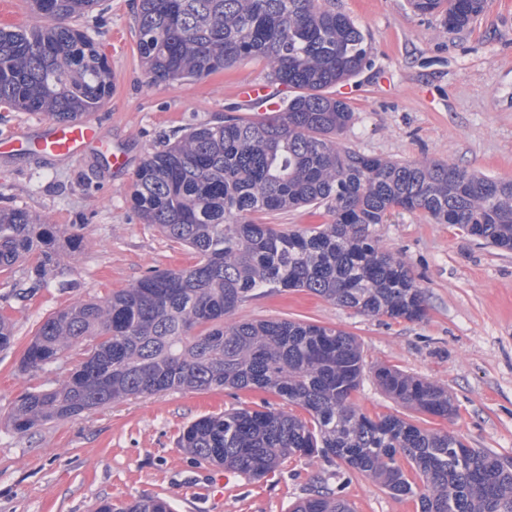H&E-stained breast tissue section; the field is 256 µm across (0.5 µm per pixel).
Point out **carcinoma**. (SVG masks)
Instances as JSON below:
<instances>
[{
  "label": "carcinoma",
  "mask_w": 512,
  "mask_h": 512,
  "mask_svg": "<svg viewBox=\"0 0 512 512\" xmlns=\"http://www.w3.org/2000/svg\"><path fill=\"white\" fill-rule=\"evenodd\" d=\"M46 20L0 26V107L58 123L87 119L112 95L95 41L70 24L98 0H29ZM450 32L487 0H410ZM138 49L156 82L194 81L250 57L291 89L279 115L191 126L148 154L131 200L145 224L194 254L187 267L156 270L98 301H79L42 322L21 360L42 370L65 354L78 363L55 386L16 401L11 423L26 433L131 397L170 391L259 390L299 407L236 409L188 425L179 445L199 460L253 479L290 457L338 460L421 512H512V468L446 430L356 404L364 360L348 332L288 320L234 318L264 288H305L371 316L422 320L427 307L408 266L374 236L399 208L456 224L512 250V179H491L436 161L401 162L343 149L333 136L353 120L327 89L369 61L365 34L322 0H138ZM331 203L332 223L284 230L260 217ZM80 236L21 208H0V272L26 266L37 281ZM0 312V349L13 341ZM394 400L423 414H454L448 391L398 369L374 371ZM419 478L410 481L401 460ZM92 512H173L165 499L109 501ZM291 512H352L339 496L307 498Z\"/></svg>",
  "instance_id": "1"
}]
</instances>
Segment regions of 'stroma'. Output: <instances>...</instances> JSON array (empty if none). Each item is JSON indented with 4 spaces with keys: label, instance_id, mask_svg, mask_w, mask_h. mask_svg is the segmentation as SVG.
<instances>
[{
    "label": "stroma",
    "instance_id": "35a3bbf8",
    "mask_svg": "<svg viewBox=\"0 0 512 512\" xmlns=\"http://www.w3.org/2000/svg\"><path fill=\"white\" fill-rule=\"evenodd\" d=\"M371 41V61L332 87L354 117L337 142L352 151L401 161L456 164L512 179V0H488L468 27L448 33L440 18L409 0H329ZM135 0H100L75 26L112 66V95L93 115L107 142L77 159L35 150L0 152V207L13 206L75 231L82 246L61 258L47 284L23 268L0 273V311L15 324L0 350V512H90L100 501L163 498L174 512H291L321 490L353 512H420L414 497L389 494L321 457H291L262 479L207 464L177 444L183 428L233 408L282 409L260 391L168 392L132 398L27 433L11 425L15 400L52 386L75 364L66 354L39 371H20L23 352L50 314L104 298L155 270L185 267L192 253L143 223L130 195L135 173L163 139L227 116L263 111L236 96L245 81L268 83L266 63L243 59L195 81L153 83L140 59ZM128 156L112 168L113 148ZM380 244L401 258L424 289L420 321L369 316L306 290H268L245 299L236 315L337 327L359 343L367 365H385L445 388L456 408L447 419L422 415L365 378L363 412L395 415L459 435L512 464V251L439 224L425 213L392 210L377 225Z\"/></svg>",
    "mask_w": 512,
    "mask_h": 512
}]
</instances>
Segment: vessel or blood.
I'll return each instance as SVG.
<instances>
[{
  "mask_svg": "<svg viewBox=\"0 0 512 512\" xmlns=\"http://www.w3.org/2000/svg\"><path fill=\"white\" fill-rule=\"evenodd\" d=\"M103 140V133L97 125L86 120L49 126L35 140L28 134H18L8 139L7 144L16 148L31 142L44 154L72 159L80 157L85 149L101 144Z\"/></svg>",
  "mask_w": 512,
  "mask_h": 512,
  "instance_id": "vessel-or-blood-1",
  "label": "vessel or blood"
}]
</instances>
